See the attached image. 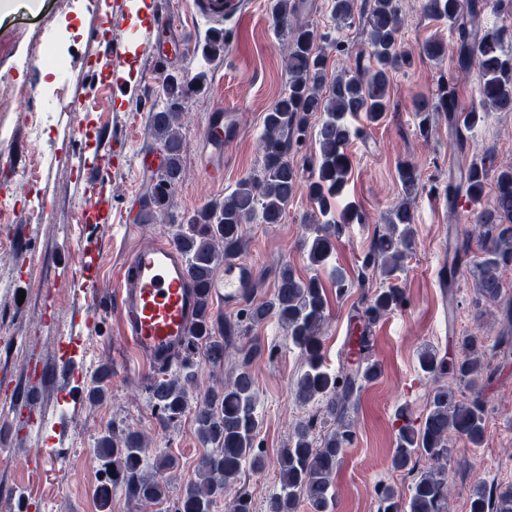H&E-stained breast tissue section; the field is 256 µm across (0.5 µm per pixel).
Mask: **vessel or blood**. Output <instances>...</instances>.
<instances>
[{
    "instance_id": "obj_1",
    "label": "vessel or blood",
    "mask_w": 512,
    "mask_h": 512,
    "mask_svg": "<svg viewBox=\"0 0 512 512\" xmlns=\"http://www.w3.org/2000/svg\"><path fill=\"white\" fill-rule=\"evenodd\" d=\"M198 14L213 26L242 11V0H196ZM229 120L223 113H212L204 128V138L214 155L204 169L208 183L224 179V134ZM122 289L115 306L125 340L153 370L169 365L171 353L184 343L197 308L185 256L170 239L154 238L141 246L120 270ZM254 285L252 267L240 260H229L222 274L212 278L210 288L225 307L244 301Z\"/></svg>"
}]
</instances>
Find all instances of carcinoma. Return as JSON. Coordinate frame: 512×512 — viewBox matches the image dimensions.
<instances>
[{"mask_svg": "<svg viewBox=\"0 0 512 512\" xmlns=\"http://www.w3.org/2000/svg\"><path fill=\"white\" fill-rule=\"evenodd\" d=\"M506 6L512 8V0H469L467 16L463 17L460 0H424L425 15L447 21L458 35V74H466L473 61L479 62L481 108L463 111L461 126L468 130L483 121L490 109L512 112V32L482 24L487 8ZM302 8L303 0H272L271 4L274 26L290 35V48L286 59L287 87L264 118L262 172L239 180L224 199L195 210L172 234L198 285V313L185 344L176 354L179 373L150 386L151 399L164 427L190 409L191 387L196 382L194 355L201 352L209 363L220 365L224 363V344L239 335V320L214 311L207 284L219 264L243 250L247 225L281 222L288 203L300 189L298 171L289 155L306 135L313 115H320L321 122L317 129L318 153L313 160L314 177L305 185L314 208L308 220L310 235L304 242L309 265L315 269L324 267L343 225L360 220L352 206L336 210V200L352 169L347 152L351 136L347 117L361 114L367 122L377 123L389 110L392 73L403 63L399 40L402 0H332L336 23H344L356 13L363 19L369 64H364L365 57L360 54L353 67L331 80L325 69V47H337L339 42L307 25L296 24ZM200 91L197 82L170 76L162 87L168 106L151 114L149 129L164 151V163L152 177L144 210L150 224L163 221L180 179L183 141L175 127L177 108ZM458 111L455 88L445 81L436 95L413 101V112L423 134L428 133L431 113ZM491 174L495 194L493 204L485 207L482 200ZM398 179L402 201L388 213L387 231L373 239L364 261V267L378 268L387 278L397 271L411 245V200L421 186L420 174L409 161L399 164ZM460 192L471 203L480 231L481 257L475 263L474 303L477 307L493 304L502 295L498 271L512 268V166H496L495 156L487 152L470 161L462 182L448 186V194ZM403 300L402 290L393 287L370 297L364 295L360 299L366 304L362 316L373 324ZM324 316L319 279L300 278L287 265L280 271L270 300L245 312L253 324L275 317L288 329V339L306 359V367L296 381L297 398L303 403L323 405L336 421V429L319 443L312 434L313 419L296 424L294 440L280 456V490L268 498L265 512H295L300 502L308 503L311 512H331L332 476L353 441L350 415L357 409L363 382L377 374L374 364L341 375L323 368L319 333ZM457 345L458 357L450 360L435 349L422 351L420 367L426 373L452 376L469 387L473 396L463 400L439 385L431 392L429 410L419 425L408 422L398 429L392 467L412 477L411 493L404 499L393 486L379 485L378 512H448L445 469L418 473L417 460L426 457L448 461L454 452L448 441L452 432L464 436L475 447L483 443L485 405L481 395L493 376L490 359L512 355V341L501 339L489 350L482 337L469 334L458 337ZM250 360L251 354H245L235 378L220 388L209 389L195 407L197 435L212 451L203 458L198 479L187 482L175 512H212L216 498L237 481L243 468L259 469L264 465L256 448L259 422ZM147 456L148 447L139 433L107 430L97 448V458L102 462L97 485L101 507L110 505L114 489L123 491L130 500H161L166 496L165 481L144 473ZM469 512H512V484L494 490L482 483L475 485Z\"/></svg>", "mask_w": 512, "mask_h": 512, "instance_id": "carcinoma-1", "label": "carcinoma"}]
</instances>
